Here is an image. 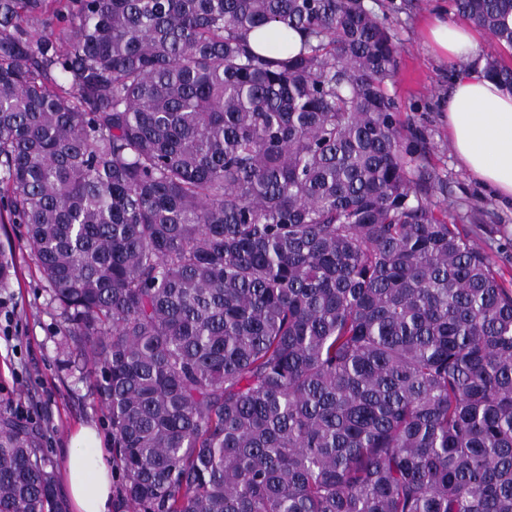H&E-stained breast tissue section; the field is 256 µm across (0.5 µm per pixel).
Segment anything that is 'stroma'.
<instances>
[{
    "label": "stroma",
    "instance_id": "1",
    "mask_svg": "<svg viewBox=\"0 0 512 512\" xmlns=\"http://www.w3.org/2000/svg\"><path fill=\"white\" fill-rule=\"evenodd\" d=\"M399 6L391 25L398 50V70L387 85L399 103L402 120L424 141V166L448 182L437 195L453 216L474 208L485 215L478 242L498 265L512 271V207L500 205L491 192L474 183L459 165L448 141L441 103L454 68L437 60L424 40V24L448 0H382ZM20 228L0 224V248L12 250L16 274L10 288L0 292V410L19 415L43 436L44 452L61 472L72 434L83 426L96 428L111 442L105 409L90 396L84 381L92 369L82 357L63 363L57 353L62 325L50 302L43 276L19 242Z\"/></svg>",
    "mask_w": 512,
    "mask_h": 512
}]
</instances>
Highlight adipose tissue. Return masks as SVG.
Listing matches in <instances>:
<instances>
[{
    "mask_svg": "<svg viewBox=\"0 0 512 512\" xmlns=\"http://www.w3.org/2000/svg\"><path fill=\"white\" fill-rule=\"evenodd\" d=\"M426 42L438 57L461 64L445 105L457 160L499 203L512 206V90L484 77L477 35L446 13L432 14ZM64 481L70 512H112V471L95 429L83 427L71 437Z\"/></svg>",
    "mask_w": 512,
    "mask_h": 512,
    "instance_id": "1",
    "label": "adipose tissue"
}]
</instances>
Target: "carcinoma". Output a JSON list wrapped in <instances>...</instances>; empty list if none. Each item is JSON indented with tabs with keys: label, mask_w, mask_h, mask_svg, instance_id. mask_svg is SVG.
<instances>
[{
	"label": "carcinoma",
	"mask_w": 512,
	"mask_h": 512,
	"mask_svg": "<svg viewBox=\"0 0 512 512\" xmlns=\"http://www.w3.org/2000/svg\"><path fill=\"white\" fill-rule=\"evenodd\" d=\"M452 6L512 50V0ZM396 69L366 0H0V223L95 366L112 512H512V288ZM0 512H66L7 411Z\"/></svg>",
	"instance_id": "carcinoma-1"
}]
</instances>
